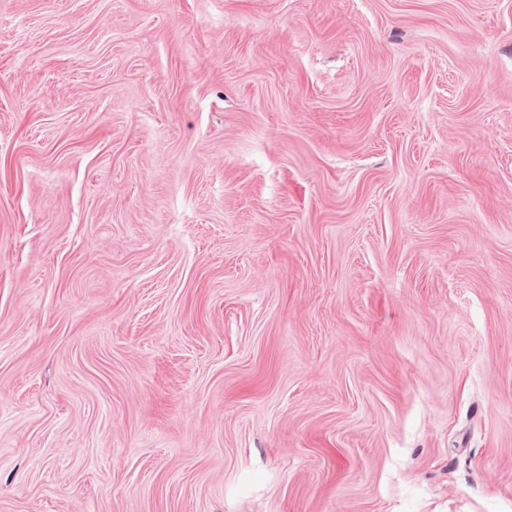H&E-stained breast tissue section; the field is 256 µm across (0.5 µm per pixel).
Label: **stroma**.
I'll return each instance as SVG.
<instances>
[{
    "label": "stroma",
    "instance_id": "35a3bbf8",
    "mask_svg": "<svg viewBox=\"0 0 512 512\" xmlns=\"http://www.w3.org/2000/svg\"><path fill=\"white\" fill-rule=\"evenodd\" d=\"M0 512H512V0H0Z\"/></svg>",
    "mask_w": 512,
    "mask_h": 512
}]
</instances>
